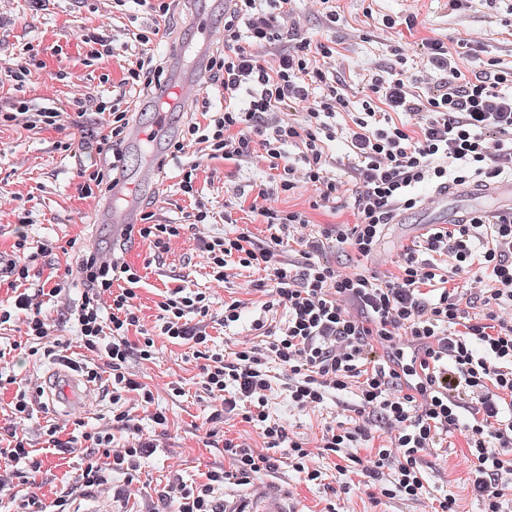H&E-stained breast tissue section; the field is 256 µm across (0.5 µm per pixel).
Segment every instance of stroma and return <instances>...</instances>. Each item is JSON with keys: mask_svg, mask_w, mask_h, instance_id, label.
Returning <instances> with one entry per match:
<instances>
[{"mask_svg": "<svg viewBox=\"0 0 512 512\" xmlns=\"http://www.w3.org/2000/svg\"><path fill=\"white\" fill-rule=\"evenodd\" d=\"M346 22L336 29L344 40L346 70L344 78L351 88L361 87L371 71L383 68L389 61L390 47L382 32L370 25L362 13V0H341ZM373 16L416 14L419 26L416 37H435L449 42L473 34L485 35L492 57L503 66L512 67V36L503 33L502 22L512 12V0H498L487 6L485 0H474L468 10L452 13L446 0H374ZM212 10L214 23L212 43H224V7L220 0H176L169 22L156 23L135 0L115 6L113 0H0V70L15 66L29 58L43 62L45 71L23 87L0 83V105L21 98L32 108L55 107L67 112L84 110L79 124L64 123L58 128H32L20 122L0 126V252L9 251L17 229H24L30 247L42 249L37 267L31 271L27 288L64 283L56 297L43 300L42 308L52 325L50 339L66 349L68 356L96 365L101 375L90 396L69 411L57 405L41 403L33 416L21 422L18 430L35 448L42 466L39 472L18 477L14 463L0 459V512H9L13 497H34L41 501L44 512H54L53 502L61 492H69L74 504L84 499L101 498L112 506V512H176L178 500L172 485L199 481L202 472L222 467L224 440L232 438L252 447L261 441L249 424L234 418L210 423L218 409L201 385L199 373L203 359L193 354L186 344L171 343L159 333L156 307L161 294L176 288L205 291L212 297L210 314L203 325L212 336L217 350L233 351L236 341L251 335L254 323L264 318L259 305L243 309L240 321L233 327L224 325V301L229 297L245 298L257 271L232 270L226 282L213 279L212 272L198 250V235L224 236L237 228L249 229L257 238L269 239L266 225L255 220L248 208H236L238 195L254 199L260 186L266 185L270 172L263 161L253 159L238 166L223 161L203 162L198 170L196 197L184 195L179 187L180 170L191 164L195 153L168 161L162 194L151 189L139 191L142 212H149L158 224H179L183 230L170 241L167 251L155 253L148 242L117 243L111 227L99 222L98 213L106 204L104 196L88 197L81 191L77 171L83 167L103 166L98 155L84 152L80 144L100 131V114L96 101H111L122 90L121 81L136 52L132 38L136 30L159 27L152 44L154 55L167 60L170 50H182L183 67H191L188 53L196 39L192 23L195 13ZM372 16V17H373ZM360 29L357 38L349 37L352 29ZM105 37L111 44L110 56L93 57L89 35ZM72 150H63V143ZM25 200L29 222L19 225L15 207ZM212 206L213 223L198 230L188 224V216L197 203ZM232 203L233 223L224 221V205ZM87 250L113 249L116 256L139 268L140 315L155 336L152 361L131 360L129 370L141 376L153 391L152 403H144L136 394H128L122 404L133 424L138 426L151 449L140 460L135 478L113 474L107 483L87 488L79 483L84 466L80 451H62L58 442L67 441L75 427L96 433L110 432L112 448L128 444L126 432L112 426V377L110 367L81 347L73 313L81 302L85 285L80 278L66 275L75 266L77 254L67 251L68 241ZM24 327L16 320L0 325V372L25 378L33 388L46 385L54 360L42 354H30L20 348ZM269 412L285 421L291 436L314 439L325 423L345 420L346 407L353 403L352 394L329 398L320 410L306 414L293 408L280 380H273ZM163 412L166 424L153 420ZM57 428V442H50L49 428ZM465 440L460 433L448 436V445L436 449L423 463L425 492L420 500L402 498L372 502L364 478L356 471L339 475L336 457H324L318 464L323 482L308 485L288 465V451L274 449L279 461L277 472L254 479L246 485H225L222 493L235 499L267 488H278L288 494V501L298 512H322L324 500L335 497L336 512H428L434 496L442 491L453 493L460 512H482L483 505L471 491L463 459ZM349 483V493L331 495V488Z\"/></svg>", "mask_w": 512, "mask_h": 512, "instance_id": "obj_1", "label": "stroma"}]
</instances>
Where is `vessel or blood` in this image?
<instances>
[{"label": "vessel or blood", "mask_w": 512, "mask_h": 512, "mask_svg": "<svg viewBox=\"0 0 512 512\" xmlns=\"http://www.w3.org/2000/svg\"><path fill=\"white\" fill-rule=\"evenodd\" d=\"M194 23L200 38L193 48V53L195 57H198L199 62L190 75L175 76L171 84L162 89L163 104L156 107L150 125L131 127L130 138L137 140L142 146L151 149L157 147L162 135L170 126L174 113L184 112L191 108L192 99L187 94L188 87L198 86L207 75L204 57L210 47L208 35L212 24L208 17L202 15L195 16ZM164 162V157H157L153 161L147 162L136 173L119 175L113 183L114 204L110 211L104 212L103 217L111 223L114 239H124L128 226L138 223L140 211L135 191L141 185H156L159 171ZM53 386L55 401L66 407L80 401L88 392L84 378L68 369L57 372ZM248 512H292V510L284 504L277 492L268 490L252 497Z\"/></svg>", "instance_id": "vessel-or-blood-1"}]
</instances>
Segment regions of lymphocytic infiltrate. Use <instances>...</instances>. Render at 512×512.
Wrapping results in <instances>:
<instances>
[{
  "label": "lymphocytic infiltrate",
  "instance_id": "f902f5d3",
  "mask_svg": "<svg viewBox=\"0 0 512 512\" xmlns=\"http://www.w3.org/2000/svg\"><path fill=\"white\" fill-rule=\"evenodd\" d=\"M295 0H231L224 13V48L208 69L224 94L223 111L206 122L189 121L171 145L173 154L200 146L206 159L237 164L261 156L272 180L258 192L257 212L272 230L260 242L249 230L202 239L201 250L217 281L230 269L264 272L254 288L265 293V309L280 307L286 319L255 330L270 341H243L231 355L213 350L205 329L190 317H207L211 298L177 288L160 301L161 332L192 344L205 365V390L220 400L225 416L257 427L267 453L224 441L228 467L205 472L201 482L181 486L177 512H221L213 492L226 483L245 485L274 470L270 449L287 445L288 461L304 482L321 481L314 454L351 459L377 494L418 499L425 490L422 461L449 433L466 443L464 461L473 494L484 512H501L512 472V210H475L464 224H435L405 246L394 272L378 275L368 267L397 213L414 209V188L493 183L512 177V68L485 58L482 37L456 44L423 37L391 49L390 63L359 87L360 107L339 73L343 55L336 40L299 32ZM123 79L129 91L161 88L163 64L144 31ZM483 57L481 69L470 59ZM346 115L335 123L336 115ZM129 109L111 105L94 138L97 152H111L120 164V146ZM345 139L347 152L332 159L325 142ZM300 152L291 162L287 147ZM307 187L313 209L329 207L351 193L354 220L312 225L306 213L279 207L281 197ZM296 237V257L284 256L287 237ZM344 254L333 261L329 252ZM35 253L17 236L10 258L0 260V278L16 295L0 309V324L21 318L29 341L51 334L41 307L21 287ZM79 272L87 288L77 323L87 351L112 369V400L152 393L130 372L132 359L152 360L153 336L141 333L138 269L129 263L101 264L83 255ZM459 277L450 285V277ZM112 296L103 316L100 296ZM283 372L288 399L301 410L352 393L348 420L324 426L315 446L289 436L285 423L268 411L270 364ZM384 432L373 444L372 425ZM85 466L80 480L93 487L115 472L138 469L147 442L110 453V436L84 434ZM371 443L366 457L349 451Z\"/></svg>",
  "mask_w": 512,
  "mask_h": 512
}]
</instances>
